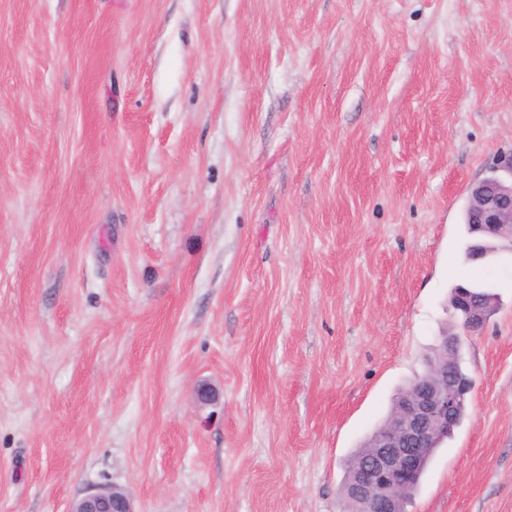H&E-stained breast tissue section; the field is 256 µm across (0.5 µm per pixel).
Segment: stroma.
<instances>
[{"instance_id":"stroma-1","label":"stroma","mask_w":512,"mask_h":512,"mask_svg":"<svg viewBox=\"0 0 512 512\" xmlns=\"http://www.w3.org/2000/svg\"><path fill=\"white\" fill-rule=\"evenodd\" d=\"M509 149L512 0H0V512H341L445 331L407 512H512V255L460 261ZM459 285L461 284H456L451 288V305ZM455 295L453 306L456 312L462 316L465 329L469 333L479 332L497 309V304L493 300H470L464 290H459ZM67 512H135L128 493L121 487L102 483L70 502Z\"/></svg>"}]
</instances>
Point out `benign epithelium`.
I'll return each instance as SVG.
<instances>
[{
  "label": "benign epithelium",
  "mask_w": 512,
  "mask_h": 512,
  "mask_svg": "<svg viewBox=\"0 0 512 512\" xmlns=\"http://www.w3.org/2000/svg\"><path fill=\"white\" fill-rule=\"evenodd\" d=\"M468 223L474 232L512 252V151L499 156L494 174L469 191ZM453 306L469 333L479 332L497 309L492 300L474 301L463 290ZM460 341L444 335L441 348L448 366L437 379L416 382L384 427L376 448L357 469L349 489L341 490L343 504L353 501L357 512H406L408 492L423 472L434 442L453 432L456 412L467 401L474 382L459 362ZM67 512H135L128 493L102 483L70 502Z\"/></svg>",
  "instance_id": "benign-epithelium-1"
}]
</instances>
